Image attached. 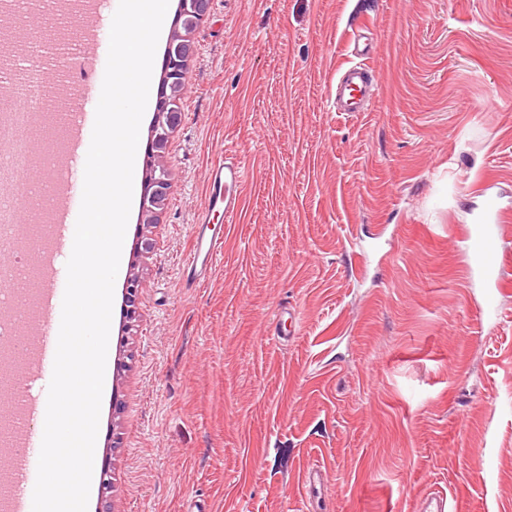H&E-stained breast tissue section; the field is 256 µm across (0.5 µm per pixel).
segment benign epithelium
<instances>
[{"label": "benign epithelium", "mask_w": 512, "mask_h": 512, "mask_svg": "<svg viewBox=\"0 0 512 512\" xmlns=\"http://www.w3.org/2000/svg\"><path fill=\"white\" fill-rule=\"evenodd\" d=\"M210 10V0H179L175 25L169 36V51L165 54L160 80L155 118L145 152L146 175L141 193V232L155 227L158 214L170 193V182L165 169L167 148L171 134L182 124L183 113L176 108L178 98L186 92V71L196 46L189 32V23L200 25ZM144 288L142 278L131 272L125 289L124 318L136 317L138 293Z\"/></svg>", "instance_id": "1"}]
</instances>
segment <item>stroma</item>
<instances>
[{"label":"stroma","instance_id":"obj_1","mask_svg":"<svg viewBox=\"0 0 512 512\" xmlns=\"http://www.w3.org/2000/svg\"><path fill=\"white\" fill-rule=\"evenodd\" d=\"M194 41L150 248L131 205L146 286L111 320L88 512H418L433 487L512 512V0H212ZM53 51L13 56L53 91ZM352 65L369 111L336 109ZM228 151L240 209L201 223ZM491 200L496 288L469 269ZM198 234L223 245L195 285Z\"/></svg>","mask_w":512,"mask_h":512}]
</instances>
